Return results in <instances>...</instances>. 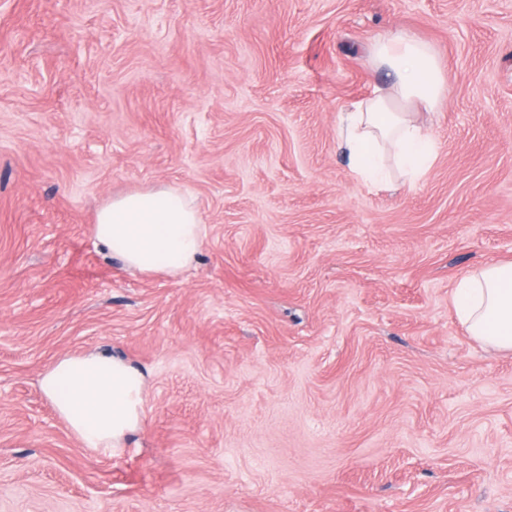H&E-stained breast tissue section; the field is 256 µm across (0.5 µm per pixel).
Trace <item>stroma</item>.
Here are the masks:
<instances>
[{
  "label": "stroma",
  "mask_w": 512,
  "mask_h": 512,
  "mask_svg": "<svg viewBox=\"0 0 512 512\" xmlns=\"http://www.w3.org/2000/svg\"><path fill=\"white\" fill-rule=\"evenodd\" d=\"M402 32L450 75L437 158L375 188L338 114ZM190 188L181 278L93 235ZM512 260V0H0V512H512V354L456 282ZM98 352L142 424L85 447L40 389Z\"/></svg>",
  "instance_id": "obj_1"
}]
</instances>
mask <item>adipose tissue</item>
Segmentation results:
<instances>
[{
    "label": "adipose tissue",
    "mask_w": 512,
    "mask_h": 512,
    "mask_svg": "<svg viewBox=\"0 0 512 512\" xmlns=\"http://www.w3.org/2000/svg\"><path fill=\"white\" fill-rule=\"evenodd\" d=\"M372 60L389 71L393 84L342 112L337 137L351 171L363 182L387 181L392 165L407 179H417L432 168L437 148L411 110L438 108L449 78L428 46L404 34L378 41ZM206 236L190 190L170 186L112 197L94 224L95 239L129 269L174 278L193 266ZM453 303L469 336L512 352V261L466 273L455 286ZM40 385L86 447H117L141 424L145 381L125 362L92 353L67 356L44 372Z\"/></svg>",
    "instance_id": "obj_1"
}]
</instances>
